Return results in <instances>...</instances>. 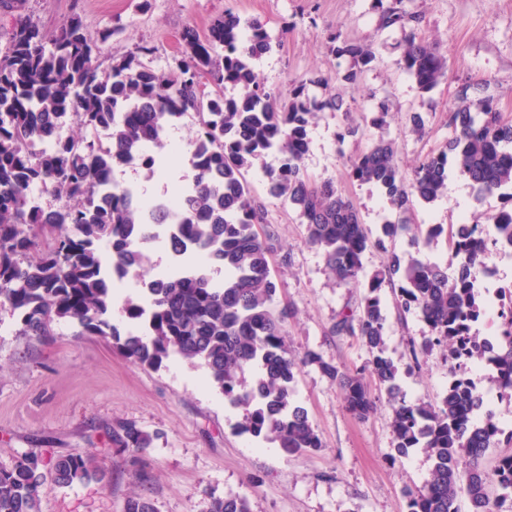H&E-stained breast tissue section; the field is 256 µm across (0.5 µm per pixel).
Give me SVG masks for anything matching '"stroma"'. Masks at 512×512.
Returning <instances> with one entry per match:
<instances>
[{
  "label": "stroma",
  "mask_w": 512,
  "mask_h": 512,
  "mask_svg": "<svg viewBox=\"0 0 512 512\" xmlns=\"http://www.w3.org/2000/svg\"><path fill=\"white\" fill-rule=\"evenodd\" d=\"M407 7L422 16L420 37L448 62L447 77L428 92L400 62L403 32L380 29L376 0H27L25 12L47 35L79 12L89 33L114 30L99 46L101 67L146 44L153 47L152 65L161 73L172 68L185 28L207 36L214 20L228 12L258 20L277 41L258 65L269 89L286 97L296 85L318 78L326 81L319 95L345 88L349 113H319L308 128L303 164L311 178L334 181L354 202L374 239L387 220L449 226L464 217L482 224L489 214L512 208V189L494 191L477 203L469 182L453 170L446 196L431 203L413 200L403 215L378 187L349 179V156L382 137L395 141L406 173L441 150L448 140V109L466 80L486 81L499 111L512 120V0H409ZM337 30L377 50L376 61L353 85L344 81L351 59L336 57L328 42ZM382 100L390 119L378 129L370 119ZM414 112L425 121L424 137L406 132ZM349 124L359 125L361 135L338 141V132ZM194 126L188 118L167 129V176L127 167L116 172V180L140 183L154 196L190 183ZM248 180L265 206V228L273 236V305L293 311L284 327L290 349L317 353L323 363L343 371L363 366L369 354L360 340L332 332L340 315L356 306L357 289L330 275L288 202L268 195L258 174ZM391 252L442 265L450 261L447 237L427 246L405 234L389 243L387 252H365L363 277L380 273ZM381 294L388 315L386 353L400 370L403 393L410 400H439L448 385L440 351L416 362L410 355L411 343L422 342L428 327L417 315L399 317L391 288ZM1 324L8 331L0 333V465L26 454L91 453L107 473L101 482L48 486L41 512H122L125 500L141 493L150 497L155 512H207L211 497L227 495L246 496L252 512H408V491L421 488L432 467L423 450L395 452L392 408L374 382L369 388L375 408L358 419L345 410L336 380L320 365L302 367L294 398L307 410L323 446L288 456L238 431V410L208 385L201 365L173 356L160 368H143L111 343L79 333L65 321L44 342L18 335L9 310L0 309ZM118 419L136 421L153 435L144 453H113L108 431Z\"/></svg>",
  "instance_id": "35a3bbf8"
}]
</instances>
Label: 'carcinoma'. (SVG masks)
<instances>
[{
    "label": "carcinoma",
    "mask_w": 512,
    "mask_h": 512,
    "mask_svg": "<svg viewBox=\"0 0 512 512\" xmlns=\"http://www.w3.org/2000/svg\"><path fill=\"white\" fill-rule=\"evenodd\" d=\"M382 29L404 32L402 60L419 89L432 90L447 75L448 63L417 38L421 16L406 0H377ZM76 15L49 37L30 16H18L0 44V309L16 318L21 336L43 341L53 324L69 320L84 333L112 339L132 363L156 368L172 355L207 369L209 385L240 410L237 428L286 455L323 447L307 410L293 400L301 366L317 364L336 379L346 411L366 417L374 401L364 374L393 402L394 450L405 456L423 449L432 468L422 487L408 494V512H503L512 503V454L484 467L489 449L512 444L487 408L486 392L460 370L480 363L499 396L512 397V317L498 336H479L474 324L491 300L512 311V289L496 293L480 273L489 245L512 243V209L487 217L493 231L474 223L472 231L448 232L456 261L454 276L438 263L392 253L383 272L360 280L363 255L371 246L387 250L411 225L383 224L371 240L353 201L330 180L311 179L303 166L307 128L324 110L347 112L345 93L318 98L305 87L289 99L268 89L257 64L272 50L269 34L255 20L226 15L208 37L182 32L176 69L158 74L144 58L152 48L114 62L103 72L93 64L97 42ZM339 57L355 69L356 82L377 58L374 45L331 36ZM488 83L466 81L448 109V141L405 176L391 140H377L349 159V176L381 188L388 204L406 212L411 199L433 202L448 190V165L465 177L480 203L512 186V122L503 119ZM196 119L190 164L194 180L175 199L147 212L128 187L114 180L132 162L155 173L168 126ZM273 156L277 164L269 165ZM261 172L269 195L288 201L306 225L307 242L321 250L326 267L344 285L362 289L357 310L343 314L336 334L360 338L369 353L365 365L340 371L315 353L289 352L283 325L289 308L269 306L276 292L271 275L272 235H260L264 208L249 189L245 173ZM164 238L174 259L197 263L167 274L148 275L146 246ZM145 285L140 298L123 302L127 326L108 314L112 273ZM390 285L397 305L418 315L431 336L421 350L439 348L448 362V387L436 402L406 400L398 368L385 353L387 315L380 291ZM153 436L134 420L112 424V448L140 453ZM58 487L101 477L90 455L58 454L47 460L26 454L0 466V512H40L44 468ZM123 512H155L150 498H127ZM208 512H252L247 498L213 497Z\"/></svg>",
    "instance_id": "carcinoma-1"
}]
</instances>
